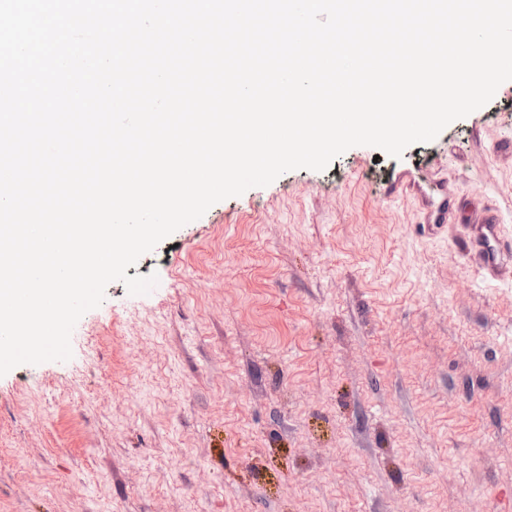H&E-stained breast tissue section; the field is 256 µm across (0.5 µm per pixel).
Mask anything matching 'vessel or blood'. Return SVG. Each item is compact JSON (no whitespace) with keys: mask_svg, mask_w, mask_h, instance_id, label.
<instances>
[{"mask_svg":"<svg viewBox=\"0 0 512 512\" xmlns=\"http://www.w3.org/2000/svg\"><path fill=\"white\" fill-rule=\"evenodd\" d=\"M381 197L386 201L415 198L417 222L427 231L467 220L471 234L466 247L475 252L490 277H497L505 259H512V241H505L497 212L468 210L462 197L449 193L448 180L441 175L439 165H432L422 180L407 171L399 173L383 187Z\"/></svg>","mask_w":512,"mask_h":512,"instance_id":"obj_1","label":"vessel or blood"}]
</instances>
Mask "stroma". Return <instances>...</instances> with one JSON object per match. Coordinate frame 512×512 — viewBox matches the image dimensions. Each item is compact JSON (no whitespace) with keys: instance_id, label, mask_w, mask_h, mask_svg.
Segmentation results:
<instances>
[{"instance_id":"stroma-1","label":"stroma","mask_w":512,"mask_h":512,"mask_svg":"<svg viewBox=\"0 0 512 512\" xmlns=\"http://www.w3.org/2000/svg\"><path fill=\"white\" fill-rule=\"evenodd\" d=\"M448 170L512 237V80L401 157L355 146L211 206L107 285L65 362L0 377V512H504L512 268L416 229Z\"/></svg>"}]
</instances>
